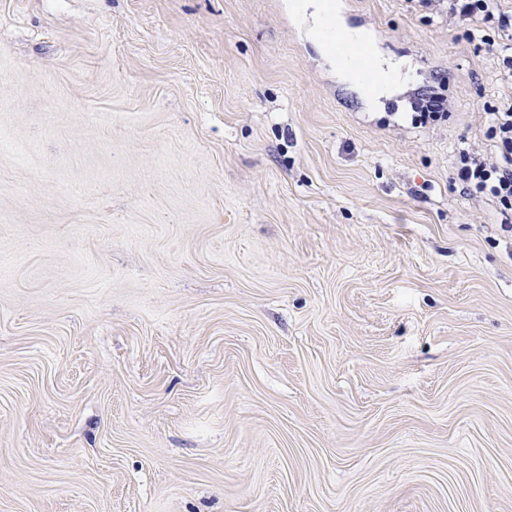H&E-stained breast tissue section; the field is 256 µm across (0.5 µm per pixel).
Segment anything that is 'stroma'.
I'll return each mask as SVG.
<instances>
[{
	"label": "stroma",
	"mask_w": 512,
	"mask_h": 512,
	"mask_svg": "<svg viewBox=\"0 0 512 512\" xmlns=\"http://www.w3.org/2000/svg\"><path fill=\"white\" fill-rule=\"evenodd\" d=\"M332 7L404 85L294 0H0V512H512V231L454 180L512 89Z\"/></svg>",
	"instance_id": "obj_1"
}]
</instances>
